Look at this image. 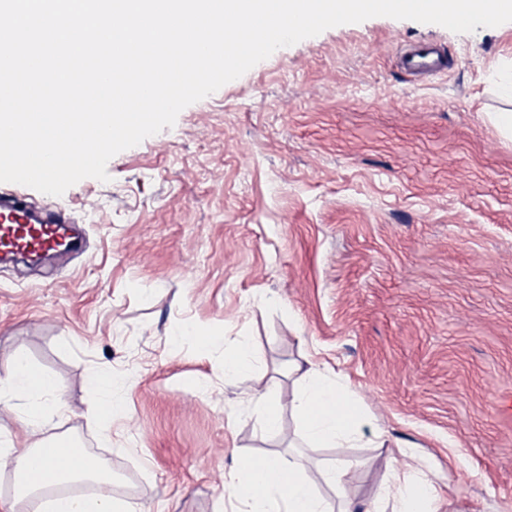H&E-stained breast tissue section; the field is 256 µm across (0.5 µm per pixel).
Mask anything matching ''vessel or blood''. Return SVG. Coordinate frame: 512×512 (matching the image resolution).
Returning <instances> with one entry per match:
<instances>
[{
	"mask_svg": "<svg viewBox=\"0 0 512 512\" xmlns=\"http://www.w3.org/2000/svg\"><path fill=\"white\" fill-rule=\"evenodd\" d=\"M410 73L425 77L445 69L442 51L436 46H414L401 57ZM83 232L50 202L38 203L19 190L0 191V257L41 260L81 251Z\"/></svg>",
	"mask_w": 512,
	"mask_h": 512,
	"instance_id": "vessel-or-blood-1",
	"label": "vessel or blood"
}]
</instances>
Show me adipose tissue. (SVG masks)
I'll list each match as a JSON object with an SVG mask.
<instances>
[{"instance_id":"adipose-tissue-1","label":"adipose tissue","mask_w":512,"mask_h":512,"mask_svg":"<svg viewBox=\"0 0 512 512\" xmlns=\"http://www.w3.org/2000/svg\"><path fill=\"white\" fill-rule=\"evenodd\" d=\"M299 387L289 404L275 393H265L258 409L261 429L274 434L281 428L284 410H291L301 424L309 445L351 443L362 436L365 415L360 402L346 385L315 367L294 365ZM126 381L109 372L91 376L85 415L111 431L113 423L126 419ZM0 409L7 411L11 425L0 427V469L12 470L22 480L24 497L40 499V512H137L136 507L112 494V475L92 457L71 446L52 441L39 446H20L14 430L27 435L41 433L44 424L61 409L56 381L34 369L24 356H15L11 372L0 378ZM352 464L337 461L321 479L302 473L294 462L279 456L241 458L226 483L240 503L241 512H439L443 494L418 471L387 467L382 494L360 502L348 494L345 478ZM90 482L93 495H48L47 490L64 484ZM325 482L336 491L327 500L318 489Z\"/></svg>"}]
</instances>
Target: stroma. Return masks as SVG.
Instances as JSON below:
<instances>
[{"label":"stroma","instance_id":"35a3bbf8","mask_svg":"<svg viewBox=\"0 0 512 512\" xmlns=\"http://www.w3.org/2000/svg\"><path fill=\"white\" fill-rule=\"evenodd\" d=\"M423 42L448 67L418 80L398 56ZM511 83L512 27L375 17L276 50L54 198L85 248L0 265V378L18 353L53 374L42 438L108 459L141 512H237L224 483L257 454L353 461L361 498L390 459L456 512H512ZM242 339L260 363L225 382ZM307 362L364 407L354 447H307L289 415L261 433L256 399L290 400ZM108 369L129 418L107 434L84 412Z\"/></svg>","mask_w":512,"mask_h":512}]
</instances>
